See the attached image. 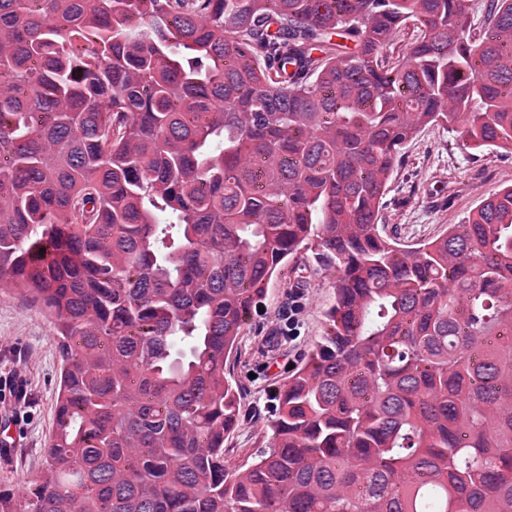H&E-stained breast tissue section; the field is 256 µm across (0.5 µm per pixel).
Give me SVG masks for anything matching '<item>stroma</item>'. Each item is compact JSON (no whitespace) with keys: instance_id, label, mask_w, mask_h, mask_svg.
I'll list each match as a JSON object with an SVG mask.
<instances>
[{"instance_id":"obj_1","label":"stroma","mask_w":512,"mask_h":512,"mask_svg":"<svg viewBox=\"0 0 512 512\" xmlns=\"http://www.w3.org/2000/svg\"><path fill=\"white\" fill-rule=\"evenodd\" d=\"M512 186V152L467 149L458 133L441 127L422 130L406 149V159L392 174L379 221L387 234L404 244L429 240L446 226L461 224L479 203ZM333 283L321 271L308 270L300 288L299 334L282 335L288 298L282 284L269 286L261 308L240 336L239 357L227 368L244 389L240 424L225 441L230 465L251 461L267 440L257 421L289 366L326 330L325 310ZM60 368L50 316L19 294L0 289V374L20 371L31 411L10 452L0 453V488L28 487L43 468L44 450L55 428L56 379Z\"/></svg>"}]
</instances>
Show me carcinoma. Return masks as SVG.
Returning a JSON list of instances; mask_svg holds the SVG:
<instances>
[{"instance_id":"1","label":"carcinoma","mask_w":512,"mask_h":512,"mask_svg":"<svg viewBox=\"0 0 512 512\" xmlns=\"http://www.w3.org/2000/svg\"><path fill=\"white\" fill-rule=\"evenodd\" d=\"M428 125L512 151V0H0V282L61 360L0 512H512V187L378 228ZM311 258L326 334L232 467L227 360Z\"/></svg>"}]
</instances>
